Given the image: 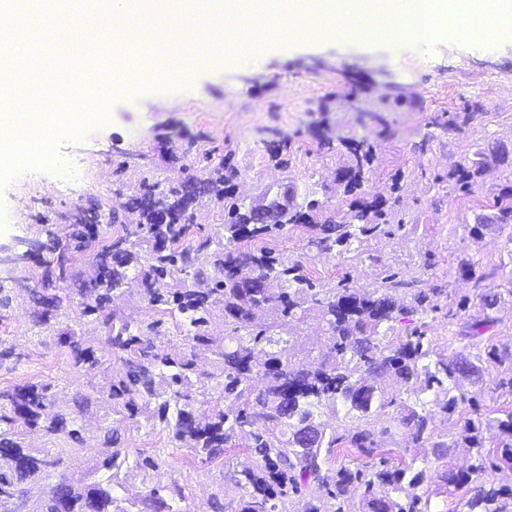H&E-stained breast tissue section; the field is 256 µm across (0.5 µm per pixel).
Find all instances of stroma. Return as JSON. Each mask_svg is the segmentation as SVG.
<instances>
[{
    "mask_svg": "<svg viewBox=\"0 0 512 512\" xmlns=\"http://www.w3.org/2000/svg\"><path fill=\"white\" fill-rule=\"evenodd\" d=\"M457 112L472 113L466 125L444 129ZM107 120L82 140L62 141L60 155L83 179L74 190L59 186L61 174L40 168L15 176L0 190V248L19 250L37 241L36 259L0 265V393L46 384L55 407L80 431L78 439L23 429L25 447L47 448L61 465L16 488L9 512H38L60 481L79 487L108 481L123 506L133 507L157 484L179 490L196 512H209L212 495L224 498V512H237L234 473L249 463L247 448L228 449L204 462L176 447L166 424L131 426L108 396L120 368L102 326L79 314V282L109 260L107 246L121 232L119 221L143 181L161 189L193 179L205 181L217 166L234 172L229 187L252 200L287 180L302 198L319 200L326 214L341 215L352 199L336 179L351 142L372 149L366 191L393 206L405 227L392 237L361 238L342 255L308 251L303 229L276 240L288 261L299 260L314 279L332 287L347 279L357 287L377 285L380 266L410 279L427 274L443 285L437 311L428 313V334L438 350H461L448 319L459 300L475 299L474 282L495 272L494 287L512 277V234L490 225L479 234L477 217L491 216L498 194L512 189V37L492 47L441 37L421 44L397 37L364 40L275 41L239 62L199 72L192 83L157 80L113 97ZM495 149L504 161L489 165L473 193L449 192L450 169L479 150ZM115 213L116 221L95 225V243L68 242L66 227L87 216ZM68 246L73 278L62 280L54 266ZM471 265L462 273L461 261ZM81 336L100 357L97 366L77 362L59 343L61 333ZM300 361L324 350L320 310L308 306L294 328ZM512 365H493L482 387L460 382L478 399L481 413L495 417L512 399L494 389ZM99 397L93 413L80 416L77 402ZM117 432L126 453L117 468L104 467V439ZM391 465L423 472L417 491L431 497L433 512H460L463 491H439L434 464L422 463L409 435L384 439ZM159 467L143 471L138 458Z\"/></svg>",
    "mask_w": 512,
    "mask_h": 512,
    "instance_id": "1",
    "label": "stroma"
}]
</instances>
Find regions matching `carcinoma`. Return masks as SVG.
<instances>
[{"label": "carcinoma", "mask_w": 512, "mask_h": 512, "mask_svg": "<svg viewBox=\"0 0 512 512\" xmlns=\"http://www.w3.org/2000/svg\"><path fill=\"white\" fill-rule=\"evenodd\" d=\"M350 160L339 169L347 191L362 188L367 181L371 151L353 141ZM501 159L485 151L448 172V189L472 192L475 178L487 159ZM206 194L196 182L190 187L158 190L155 183L142 184L129 211L133 223L123 225L124 236L109 247L112 262L100 267L95 277L84 281L80 303L82 315H95L107 332L112 354L121 367L112 375L109 396L121 404L123 419L131 425L155 417L167 423L173 438L188 445L207 460L236 447L245 435L256 458L252 466L237 471L234 487L240 493L238 512H290L293 498L306 501L303 512H425L422 496L415 493L423 473L405 480L408 467L388 464L382 438L392 429L408 434L421 444L423 461L449 456L456 441L442 439L432 429L429 404L453 414L475 397L458 391L459 377L482 380L490 364L512 361V351L492 348L486 356L434 349L428 325L419 320L397 326L403 314L424 315L436 309L434 298L444 288H421V279L406 280L390 267L380 272L378 287L357 288L343 279L326 288L305 273L301 261L286 260L269 242L292 227L308 232L307 245L329 253L340 247L351 251L362 236L390 237L404 227L386 201L377 195L353 201L341 220L322 217L317 200L298 202L297 187L281 183L257 201L241 202L226 190L224 239L185 243L192 228L190 209ZM494 223L512 227V194H502L494 203ZM165 211L171 221L158 222ZM147 255V265H134L136 251ZM141 278L148 305L179 319L190 352L181 353L156 345L162 322L134 324L111 307L112 296L129 273ZM183 274L194 287L172 288L169 279ZM509 288H486L479 293L478 309L468 312L467 300L448 311L458 320L457 336L472 341L494 322L493 312ZM321 309L326 349L306 364L294 362V322L305 305ZM224 311V335L213 336L209 325L216 307ZM267 315L257 327L255 317ZM60 343L80 352V362L100 363L93 349L82 346L72 332L59 336ZM209 361L212 370L200 368ZM388 378L413 394L415 401L396 403L377 379ZM210 389L224 394V408L198 413L196 404ZM398 405L392 426L375 428L374 416ZM344 407L356 423L338 432L322 420L324 410L338 414ZM49 387L27 385L0 394V421L9 428L0 431V508L15 495L17 484L37 478L59 466L60 461L44 449L32 453L18 440L16 426H41L49 434L65 430L64 417L53 412ZM498 430L493 467L512 468V407L496 420L482 414L467 420L463 439L472 449L464 469L452 465L436 473L437 485L456 490L482 479L487 473L483 431ZM349 443L363 457L355 468L332 470L329 456ZM363 489L358 505L350 501L349 489ZM177 490L153 486L137 512H187ZM464 512H512V493L481 485L464 499ZM39 512H130L119 505L109 483L76 489L66 482L56 484L43 500Z\"/></svg>", "instance_id": "obj_1"}]
</instances>
